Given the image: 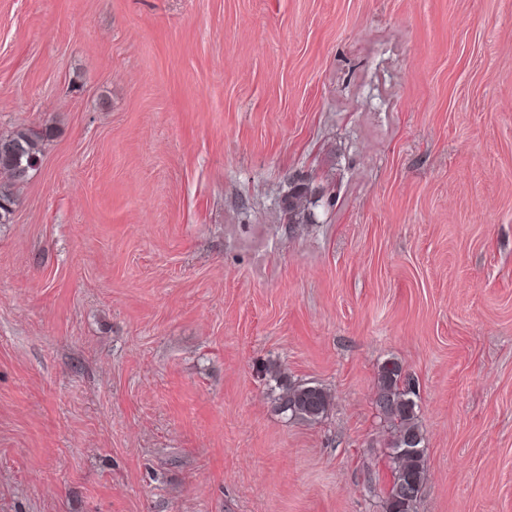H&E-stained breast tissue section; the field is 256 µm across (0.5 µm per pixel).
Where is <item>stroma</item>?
Returning <instances> with one entry per match:
<instances>
[{
	"label": "stroma",
	"mask_w": 512,
	"mask_h": 512,
	"mask_svg": "<svg viewBox=\"0 0 512 512\" xmlns=\"http://www.w3.org/2000/svg\"><path fill=\"white\" fill-rule=\"evenodd\" d=\"M41 124L0 512H384L390 359L416 512H512V0H0V134ZM376 393L379 418L391 430L386 444L391 480L385 493V512H415L418 498L399 499L397 492L403 483L423 488L427 475L426 450L402 457L398 451L411 441L416 447L425 448V438L417 421L416 403L410 398L413 394L410 381L404 377L398 362L388 360L379 367ZM281 385L277 408L291 418L318 421L327 413L329 398L323 388L316 385Z\"/></svg>",
	"instance_id": "35a3bbf8"
}]
</instances>
